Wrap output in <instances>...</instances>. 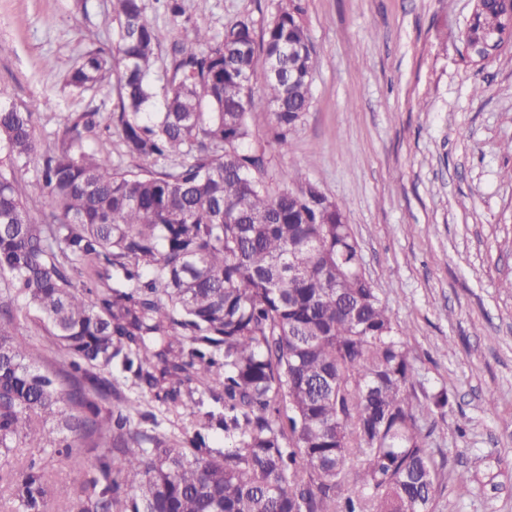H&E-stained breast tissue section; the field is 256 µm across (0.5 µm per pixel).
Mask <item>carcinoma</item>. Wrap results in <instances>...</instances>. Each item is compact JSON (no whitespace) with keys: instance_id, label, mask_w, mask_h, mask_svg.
Segmentation results:
<instances>
[{"instance_id":"carcinoma-1","label":"carcinoma","mask_w":512,"mask_h":512,"mask_svg":"<svg viewBox=\"0 0 512 512\" xmlns=\"http://www.w3.org/2000/svg\"><path fill=\"white\" fill-rule=\"evenodd\" d=\"M299 2L219 39L194 27L156 80L144 0H111L112 49L85 54L68 84L85 91L119 70L107 120L146 167L91 146L99 112L69 114L40 155L32 112L0 107V457L65 449L87 474L68 512H429L445 462L417 422L448 394L415 396L411 330L366 277L344 207L253 142L256 82L275 143L310 106L315 58ZM509 27V0H477L462 41ZM36 157L46 223L16 178ZM19 300L65 368L35 365L43 348L18 333ZM115 362L176 414L198 388L221 386L216 425L234 446L160 437L106 410L122 399ZM0 482L13 512H48L44 463Z\"/></svg>"}]
</instances>
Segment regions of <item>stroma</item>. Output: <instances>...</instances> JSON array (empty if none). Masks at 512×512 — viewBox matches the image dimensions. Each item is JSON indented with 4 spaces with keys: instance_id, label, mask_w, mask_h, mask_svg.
I'll return each mask as SVG.
<instances>
[{
    "instance_id": "obj_1",
    "label": "stroma",
    "mask_w": 512,
    "mask_h": 512,
    "mask_svg": "<svg viewBox=\"0 0 512 512\" xmlns=\"http://www.w3.org/2000/svg\"><path fill=\"white\" fill-rule=\"evenodd\" d=\"M160 65L175 36L194 26L261 21L270 0H209L171 19L145 0ZM316 56L312 101L278 167L312 181L345 207L364 269L394 320L410 327L416 378L425 400L447 391L418 432L445 466L429 512H512V49L474 65L459 38L472 0H302ZM111 0H0V103L32 108L40 150L62 118L117 103L116 75L98 88H71L84 53L111 47ZM482 92H474V85ZM135 426L160 436L202 433L223 415L215 391L198 390L178 415L154 400L133 373L114 370ZM494 407H487V398ZM41 456L56 483L77 489L84 471L64 454L20 448L0 460L19 469ZM467 470L471 482L456 473Z\"/></svg>"
}]
</instances>
